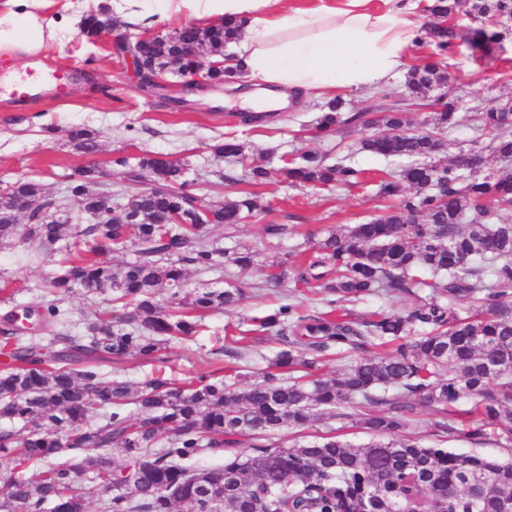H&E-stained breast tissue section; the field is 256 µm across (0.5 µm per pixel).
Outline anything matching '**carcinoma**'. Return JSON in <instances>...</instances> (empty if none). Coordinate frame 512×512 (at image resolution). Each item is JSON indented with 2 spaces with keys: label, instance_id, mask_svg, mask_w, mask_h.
<instances>
[{
  "label": "carcinoma",
  "instance_id": "obj_1",
  "mask_svg": "<svg viewBox=\"0 0 512 512\" xmlns=\"http://www.w3.org/2000/svg\"><path fill=\"white\" fill-rule=\"evenodd\" d=\"M469 7L476 20L512 15V0H469ZM427 10L447 19L458 11V0H433ZM111 25L110 13L95 14L83 35ZM242 27L233 18L203 28L184 25L167 42L136 48L151 73L185 75L199 63L184 53V45L221 52ZM425 31L424 41L435 51L410 71V98L373 94L382 111L377 124L396 134L361 141L364 151L408 160L399 175L380 177L377 196L393 204L365 224L328 231L301 251L304 261L293 271L295 284L324 290L334 296L332 304L399 294L409 311L335 320L327 312L303 316L282 306L255 321L252 332L273 331L287 348L272 362L273 371L246 390L224 380L229 368L201 372L190 381L167 375L162 345L195 339L200 325L194 313L224 311L242 299L241 285L204 288L186 299L184 265L219 272L227 260L243 274L255 272L253 253L226 255L214 229L249 218L257 208L256 192L210 205L207 223L198 224L190 209L197 200L193 184L181 180L179 166L161 157L134 163L118 157L112 163L126 170L129 181L151 183L136 200L138 218L114 224L102 214L85 225L77 213L62 220L57 201L41 183L15 181L11 199L0 201V241L27 233L52 245L67 229L82 239L83 248L65 251L62 272L44 285L46 325L61 319L58 297L75 288L104 296V309L84 330L62 325L50 338L6 317L0 329V420L9 428L0 432V457L12 468L0 473V512H60L64 506L86 512L66 460L74 452L84 454V473L105 493L104 512H176L179 505L207 512L209 500L223 512H290L309 500L318 512H396L421 498L431 512H507L512 462L427 447L411 435L417 407L426 404L437 416L436 441L454 437L448 411L472 397L476 418L467 438L480 443L487 430L498 428V439L512 443V224L499 215L512 210V172L491 171L481 151L446 165L433 161L439 132L460 122L453 101L441 104L434 130L409 133L415 124L405 114L446 82V59L457 37L443 23ZM502 40L501 30L470 29L469 47L478 58L493 56ZM343 106L342 98H333L317 129L337 130L359 119L342 112ZM477 121L494 135V153L512 162V131L504 114L490 108ZM71 138L85 154L99 150L91 130H76ZM274 172L314 189L367 181V172L329 164L307 151L275 171L250 166L241 182L258 187ZM79 174L91 184L67 185L72 195L112 197L111 184L99 180L98 170ZM28 208L31 220L46 214L44 223L27 229L18 224ZM410 212L422 214L423 222L406 223ZM177 217L179 224L173 223ZM109 237L134 247L133 258L120 268L97 260L94 243ZM268 268L265 279L250 287L277 286L287 276L278 262ZM463 301L473 309L466 317L458 309ZM368 343L384 351L351 361L333 377H312L329 351L345 355ZM132 358L157 364L151 378L134 385L102 371ZM294 371L309 380L280 378ZM129 404L137 410L133 419L112 410ZM324 417L349 419L372 440L355 446L326 435L293 447L276 440L286 425L305 427ZM162 437L167 443L158 449ZM244 444L253 448L246 457L231 453L219 465H194L204 452ZM115 445L127 456L120 468L106 456ZM32 463L44 468L37 478L26 475Z\"/></svg>",
  "mask_w": 512,
  "mask_h": 512
}]
</instances>
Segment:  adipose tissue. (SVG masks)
Returning a JSON list of instances; mask_svg holds the SVG:
<instances>
[{"instance_id": "1", "label": "adipose tissue", "mask_w": 512, "mask_h": 512, "mask_svg": "<svg viewBox=\"0 0 512 512\" xmlns=\"http://www.w3.org/2000/svg\"><path fill=\"white\" fill-rule=\"evenodd\" d=\"M45 0H0V52L32 53L68 32L59 22H44L37 10ZM112 0L120 17L187 20L232 17L245 22L231 61L245 79L268 87L267 105L288 104L293 93L326 94L343 87L386 82L405 64V49L416 38L412 18L420 0H386L381 11L369 0H320L310 9H277L278 0Z\"/></svg>"}]
</instances>
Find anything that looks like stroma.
Returning a JSON list of instances; mask_svg holds the SVG:
<instances>
[{
  "label": "stroma",
  "mask_w": 512,
  "mask_h": 512,
  "mask_svg": "<svg viewBox=\"0 0 512 512\" xmlns=\"http://www.w3.org/2000/svg\"><path fill=\"white\" fill-rule=\"evenodd\" d=\"M177 19L160 20L151 25L134 21L116 22L111 37L88 43L79 30H71L59 44L46 46L35 58L19 56L11 60L0 56V78L6 71L21 70L31 64L64 72L70 81L64 93L55 87L22 91L9 98L0 97V180L19 177L39 181L60 205L75 207L64 192L65 178L76 169L92 164L106 169L113 193L127 196L136 184L126 180L118 157L160 155L181 167L187 179L196 183L202 204L234 198L240 190L239 179L248 165L279 168L284 160L312 150L326 156L328 162H343L369 172L394 173L402 162L361 152L360 140L366 135L367 121L379 110L370 89L347 87L340 94L346 113L358 114V121L341 131H318L316 121L324 112L327 99L310 93L286 108L268 112L254 125H243L242 99L233 96L221 102L219 93L207 91L193 96L190 108L175 107L180 98V77L166 75L167 89L149 93L142 89L130 58L115 51L113 42L123 35L141 36L157 31L173 32ZM452 75L446 86L449 98L458 103L464 124L443 132L445 149L437 162L448 163L472 150L483 151L488 165L495 170L505 164L491 149V135L478 131L473 121L477 111L508 98L512 99V32L498 52L490 58L474 59L465 40H458L448 59ZM87 128L99 135L100 149L91 156L77 151L69 138L73 129ZM233 139L243 146L239 158L215 157L212 145ZM376 182L357 187H330L310 190L272 177L257 190L258 208L245 223L224 232V248H247L256 261L269 265L289 260L295 251L307 246L306 233L323 238L328 230L369 221L377 213ZM267 224H290L294 232L287 238H267ZM61 245L36 240L14 239L0 244V318L25 310H38L44 303L42 281L55 273ZM327 294L296 287L285 279L274 289L249 288L235 308L202 314L203 328L195 340L168 344L165 354L178 378L187 379L200 370L201 349L214 350V359L222 366L238 370L237 383L245 389L260 382L271 362L282 349L275 333L246 339L242 346L247 357L238 360L215 350L216 334L226 326L250 329L251 320L272 313L280 305L298 306L301 313L325 312ZM328 434L338 435L354 445L368 442L362 429L348 420H323L304 428H282L278 433L287 445L302 444Z\"/></svg>",
  "instance_id": "obj_1"
}]
</instances>
